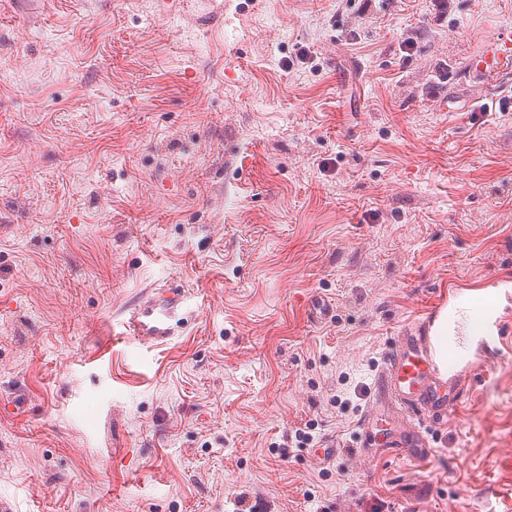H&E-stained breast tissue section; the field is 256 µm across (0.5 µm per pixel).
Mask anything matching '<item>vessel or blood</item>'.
Listing matches in <instances>:
<instances>
[{
  "mask_svg": "<svg viewBox=\"0 0 512 512\" xmlns=\"http://www.w3.org/2000/svg\"><path fill=\"white\" fill-rule=\"evenodd\" d=\"M470 66L483 75L485 92H492L498 80L512 73V34L497 33L488 39ZM496 299L491 306L473 302L477 323L476 342L485 361L497 360L505 333L512 327V276L488 279ZM476 370L474 360H463L456 351L448 353V375L440 377L434 347L422 333L403 334L392 347L381 377L383 390L408 412H421L434 421L444 420L461 398L457 387L462 377Z\"/></svg>",
  "mask_w": 512,
  "mask_h": 512,
  "instance_id": "b4317fda",
  "label": "vessel or blood"
}]
</instances>
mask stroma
<instances>
[{"mask_svg": "<svg viewBox=\"0 0 512 512\" xmlns=\"http://www.w3.org/2000/svg\"><path fill=\"white\" fill-rule=\"evenodd\" d=\"M182 2L0 0V512H512V335L444 424L372 389L512 273V0ZM470 67L484 77L483 95L491 93L498 80L505 74H512V34L499 32L488 39L471 60Z\"/></svg>", "mask_w": 512, "mask_h": 512, "instance_id": "stroma-1", "label": "stroma"}]
</instances>
